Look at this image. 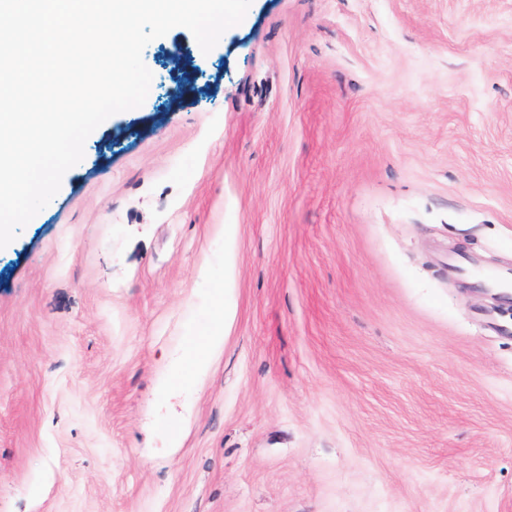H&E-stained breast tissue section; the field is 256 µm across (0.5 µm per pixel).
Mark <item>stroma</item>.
<instances>
[{"label": "stroma", "mask_w": 512, "mask_h": 512, "mask_svg": "<svg viewBox=\"0 0 512 512\" xmlns=\"http://www.w3.org/2000/svg\"><path fill=\"white\" fill-rule=\"evenodd\" d=\"M143 60L0 250V512H512V305L464 286L512 267V0H252Z\"/></svg>", "instance_id": "35a3bbf8"}]
</instances>
